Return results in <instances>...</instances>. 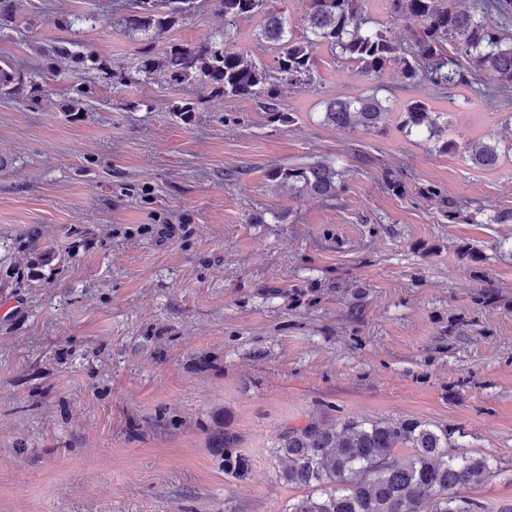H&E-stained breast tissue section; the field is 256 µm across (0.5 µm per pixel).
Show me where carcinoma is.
<instances>
[{"label":"carcinoma","mask_w":512,"mask_h":512,"mask_svg":"<svg viewBox=\"0 0 512 512\" xmlns=\"http://www.w3.org/2000/svg\"><path fill=\"white\" fill-rule=\"evenodd\" d=\"M390 16L412 21L405 41L394 40L380 25H370L366 0H302L297 36L268 9L267 0H215L224 17V30L198 45L168 38L179 15L192 10V0H132L123 17L127 31L147 36L137 71L149 78L159 74L172 88L201 86L226 99L253 100L271 121L290 123L282 101L286 89L315 83L313 53L323 46L336 58L350 63L362 76L377 79L389 70L409 83H426L443 95L460 86L479 87L490 82L493 93L512 97V35L504 28L461 6V0H385ZM263 16L261 39L275 50L266 64L233 45L239 24ZM163 42L161 56L152 44ZM64 59L77 71L93 68L92 50L67 43L53 50L52 59ZM23 82L10 65L0 67V91L9 93ZM381 87L359 96L334 94L325 100L323 123L373 133L393 114L389 99L378 96ZM448 123L428 103L416 99L400 112L406 136L427 134L434 150L462 152L475 167L500 168L512 155V144L501 146L474 139L464 146L443 136ZM384 186L395 195L406 192L403 167L382 171ZM267 181L295 197L334 199L344 190V173L327 160L300 165L274 166ZM448 222L464 219L488 224H512V208L485 215V208H470L463 201L444 199ZM238 437L221 427L212 431L210 450L224 459V472L243 466L234 451ZM409 450L405 464L396 452ZM276 456L280 477L309 492L288 503V512H483L480 502L460 490L483 482L494 473L490 459L466 451L453 439L448 426L413 419H359L326 425L310 418L301 426H288L279 435Z\"/></svg>","instance_id":"obj_1"}]
</instances>
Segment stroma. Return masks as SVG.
Here are the masks:
<instances>
[{"mask_svg": "<svg viewBox=\"0 0 512 512\" xmlns=\"http://www.w3.org/2000/svg\"><path fill=\"white\" fill-rule=\"evenodd\" d=\"M120 19L112 0H18L0 29V65L28 76L0 93V298L16 303L0 315V512H286L296 490L273 447L311 416L448 425L500 462L462 491L497 512L512 500V224L449 223L416 189L512 208V161L480 170L393 120L324 124L325 99L372 83L321 47L318 86L284 100L289 124L170 90L137 73L144 42ZM223 27L196 0L171 36ZM64 42L126 83L52 76ZM381 82L394 109L428 100L459 143L512 138V102ZM317 159L348 172L336 199L265 177ZM387 164L406 167L405 194L385 189ZM219 425L245 476L211 453Z\"/></svg>", "mask_w": 512, "mask_h": 512, "instance_id": "35a3bbf8", "label": "stroma"}]
</instances>
